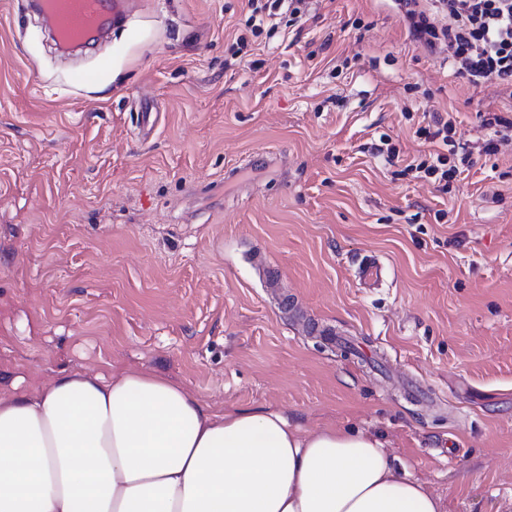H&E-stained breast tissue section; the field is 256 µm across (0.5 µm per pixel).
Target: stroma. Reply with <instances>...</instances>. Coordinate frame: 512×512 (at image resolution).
Returning a JSON list of instances; mask_svg holds the SVG:
<instances>
[{
  "label": "stroma",
  "instance_id": "stroma-1",
  "mask_svg": "<svg viewBox=\"0 0 512 512\" xmlns=\"http://www.w3.org/2000/svg\"><path fill=\"white\" fill-rule=\"evenodd\" d=\"M248 17L130 0L65 59L0 0V375L154 370L214 411L379 435L446 512H512V144L480 150L512 99L392 0ZM437 116L474 158L444 191L417 170Z\"/></svg>",
  "mask_w": 512,
  "mask_h": 512
}]
</instances>
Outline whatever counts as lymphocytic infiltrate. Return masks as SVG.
I'll list each match as a JSON object with an SVG mask.
<instances>
[{
  "instance_id": "1",
  "label": "lymphocytic infiltrate",
  "mask_w": 512,
  "mask_h": 512,
  "mask_svg": "<svg viewBox=\"0 0 512 512\" xmlns=\"http://www.w3.org/2000/svg\"><path fill=\"white\" fill-rule=\"evenodd\" d=\"M410 37L440 56L473 87L493 84L512 97V0H395ZM449 123L435 120L419 134L442 143L427 174L445 182L460 166H471V151H458L448 135Z\"/></svg>"
}]
</instances>
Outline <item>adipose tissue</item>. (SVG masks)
<instances>
[{
	"mask_svg": "<svg viewBox=\"0 0 512 512\" xmlns=\"http://www.w3.org/2000/svg\"><path fill=\"white\" fill-rule=\"evenodd\" d=\"M0 512H446L348 428L276 410H209L150 370L0 387Z\"/></svg>",
	"mask_w": 512,
	"mask_h": 512,
	"instance_id": "obj_1",
	"label": "adipose tissue"
}]
</instances>
